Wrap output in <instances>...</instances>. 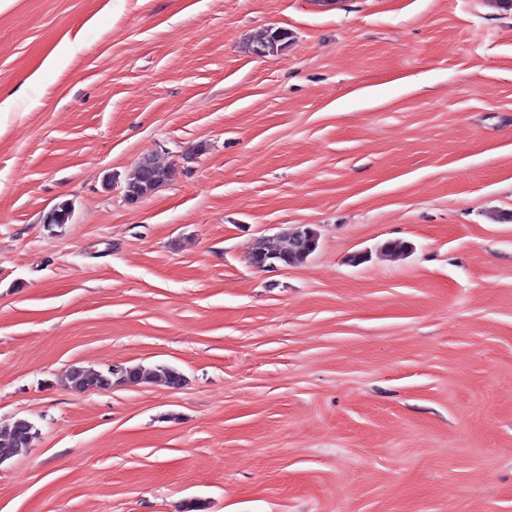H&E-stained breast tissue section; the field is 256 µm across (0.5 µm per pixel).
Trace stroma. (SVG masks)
<instances>
[{
    "label": "stroma",
    "mask_w": 512,
    "mask_h": 512,
    "mask_svg": "<svg viewBox=\"0 0 512 512\" xmlns=\"http://www.w3.org/2000/svg\"><path fill=\"white\" fill-rule=\"evenodd\" d=\"M7 98L0 422L36 435L0 512H512V11L0 0ZM297 224L304 265L249 264ZM288 33L280 30L267 28L261 31L252 41L249 48L255 53H260L259 49L264 50L263 55H271L277 53L283 45L287 43ZM146 158L151 161L150 168L144 169L137 164L125 179L123 191L128 202L142 199L169 178V169L165 164L153 156ZM106 373L84 367H72L67 375V384L72 390L85 392L90 390H109L114 385H138L142 383L163 382L169 388H178L184 382L183 374L170 366L146 368L143 366L114 368Z\"/></svg>",
    "instance_id": "obj_1"
}]
</instances>
